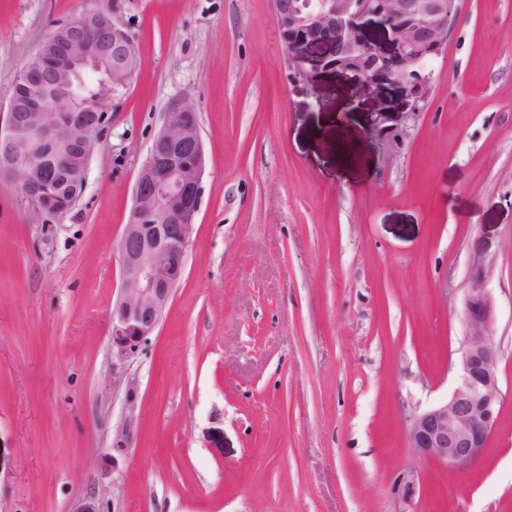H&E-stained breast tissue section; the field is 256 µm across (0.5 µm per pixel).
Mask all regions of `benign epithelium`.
Instances as JSON below:
<instances>
[{
    "instance_id": "1",
    "label": "benign epithelium",
    "mask_w": 512,
    "mask_h": 512,
    "mask_svg": "<svg viewBox=\"0 0 512 512\" xmlns=\"http://www.w3.org/2000/svg\"><path fill=\"white\" fill-rule=\"evenodd\" d=\"M459 0H274V25L294 77L322 71L357 77L391 111H420ZM381 26L389 49L365 36L368 21ZM107 69L103 85L126 88L138 60L127 34L102 10H87L56 25L28 59L17 85L47 98L10 97L0 113V178L17 182L39 214L63 215L78 203L94 142L107 122L111 97L85 112L61 104L87 71ZM206 159L198 113L183 105L167 114L153 139L133 192L118 243L121 287L112 303V356L136 353L161 322L185 273L195 232ZM495 305L481 274L464 298L465 336L458 381L447 400L408 416V441L423 457L457 469L475 465L499 427L504 395L499 350L492 339Z\"/></svg>"
}]
</instances>
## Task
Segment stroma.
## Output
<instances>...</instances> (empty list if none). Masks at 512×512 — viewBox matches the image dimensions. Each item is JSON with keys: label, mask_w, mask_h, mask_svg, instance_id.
<instances>
[{"label": "stroma", "mask_w": 512, "mask_h": 512, "mask_svg": "<svg viewBox=\"0 0 512 512\" xmlns=\"http://www.w3.org/2000/svg\"><path fill=\"white\" fill-rule=\"evenodd\" d=\"M92 6L139 67L81 199L39 215L0 180V512H512V0H460L423 109L383 118L355 78H294L273 0H0V106ZM181 105L206 155L185 274L117 363V244ZM480 262L504 406L455 470L407 417L454 388Z\"/></svg>", "instance_id": "1"}]
</instances>
